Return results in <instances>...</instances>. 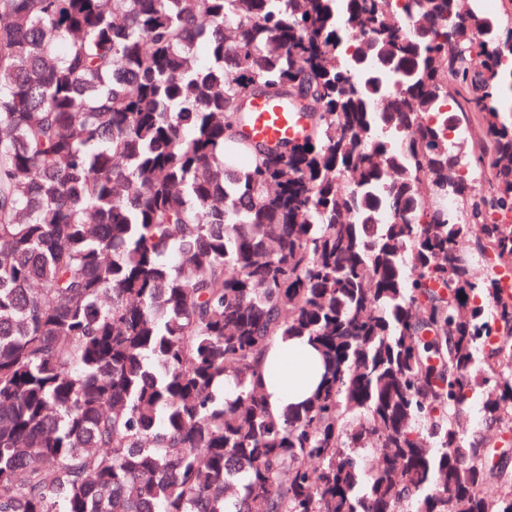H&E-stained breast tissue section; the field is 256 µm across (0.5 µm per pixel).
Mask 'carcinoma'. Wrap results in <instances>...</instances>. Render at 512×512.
Here are the masks:
<instances>
[{
	"mask_svg": "<svg viewBox=\"0 0 512 512\" xmlns=\"http://www.w3.org/2000/svg\"><path fill=\"white\" fill-rule=\"evenodd\" d=\"M506 89L458 0H0V512H512ZM251 113L249 130L257 140H295L306 133L300 113L287 101L257 98L252 104ZM288 357V384L279 375L271 376L275 362ZM322 369L316 352L304 341L278 337L265 357L263 383L273 415H282L288 408L301 403L316 387Z\"/></svg>",
	"mask_w": 512,
	"mask_h": 512,
	"instance_id": "carcinoma-1",
	"label": "carcinoma"
}]
</instances>
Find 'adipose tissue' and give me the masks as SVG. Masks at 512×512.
I'll return each mask as SVG.
<instances>
[{"label": "adipose tissue", "instance_id": "obj_1", "mask_svg": "<svg viewBox=\"0 0 512 512\" xmlns=\"http://www.w3.org/2000/svg\"><path fill=\"white\" fill-rule=\"evenodd\" d=\"M286 362L287 378L264 374L263 383L269 408L273 414H283L301 403L316 387L322 369L316 352L304 341L277 338L266 354V365Z\"/></svg>", "mask_w": 512, "mask_h": 512}]
</instances>
